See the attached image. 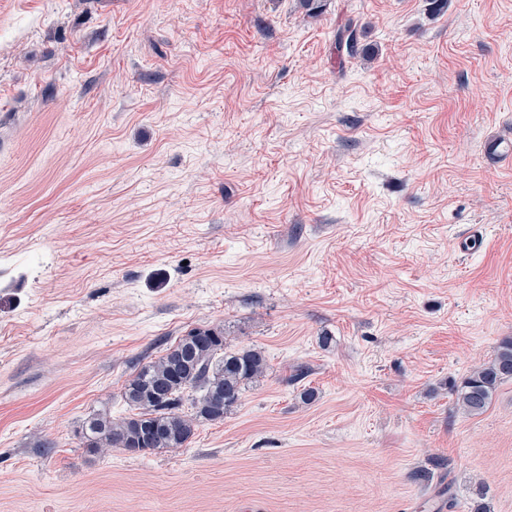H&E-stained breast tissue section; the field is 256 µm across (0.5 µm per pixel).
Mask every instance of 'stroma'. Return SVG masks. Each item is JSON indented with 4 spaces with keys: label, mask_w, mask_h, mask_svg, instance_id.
I'll use <instances>...</instances> for the list:
<instances>
[{
    "label": "stroma",
    "mask_w": 512,
    "mask_h": 512,
    "mask_svg": "<svg viewBox=\"0 0 512 512\" xmlns=\"http://www.w3.org/2000/svg\"><path fill=\"white\" fill-rule=\"evenodd\" d=\"M201 326L264 376L87 453ZM508 336L512 0H0V512H512ZM361 30L354 20H349L342 29L336 32V44L339 49H345L348 57H356L358 55H366L369 48L363 47L361 44ZM512 379V338L503 339L492 358L453 385L456 405L470 416L486 411L498 387Z\"/></svg>",
    "instance_id": "stroma-1"
}]
</instances>
